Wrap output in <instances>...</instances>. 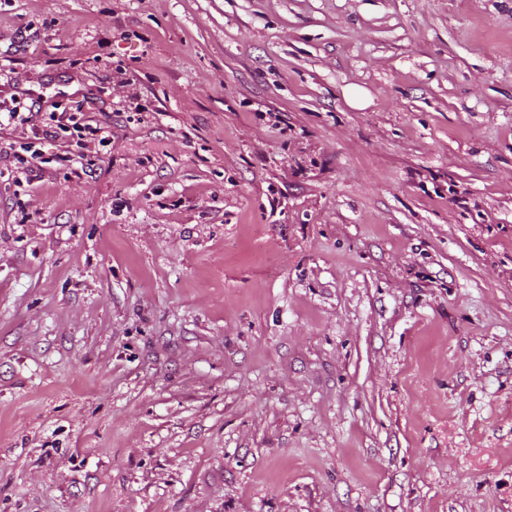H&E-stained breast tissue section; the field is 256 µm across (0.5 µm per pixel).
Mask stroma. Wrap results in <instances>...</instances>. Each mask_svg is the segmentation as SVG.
Wrapping results in <instances>:
<instances>
[{"label": "stroma", "instance_id": "1", "mask_svg": "<svg viewBox=\"0 0 512 512\" xmlns=\"http://www.w3.org/2000/svg\"><path fill=\"white\" fill-rule=\"evenodd\" d=\"M14 98L0 512H512V0H0ZM0 114L2 117L3 114H7L8 121L12 122L16 126H25L29 124H33L35 121L33 119L34 115L32 114L34 111L31 106L27 107L21 101L17 99H12L11 104H5L4 102L0 103ZM76 110L78 112H61L59 114L51 112L48 115V120L55 122L60 130L70 132L71 135L75 132L80 137L83 136L81 134L83 131L88 130L92 135L99 138L100 142L109 140V132L104 127H92L89 124H83L84 112H81L82 108H76Z\"/></svg>", "mask_w": 512, "mask_h": 512}]
</instances>
